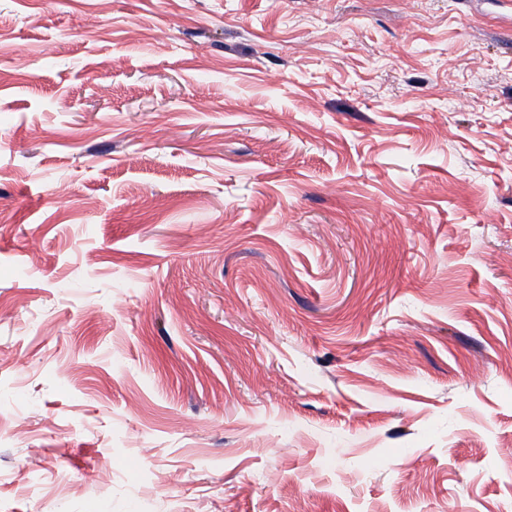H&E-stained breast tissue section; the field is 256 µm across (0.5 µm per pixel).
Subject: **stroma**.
Masks as SVG:
<instances>
[{"instance_id":"obj_1","label":"stroma","mask_w":512,"mask_h":512,"mask_svg":"<svg viewBox=\"0 0 512 512\" xmlns=\"http://www.w3.org/2000/svg\"><path fill=\"white\" fill-rule=\"evenodd\" d=\"M0 512H512V0H0Z\"/></svg>"}]
</instances>
